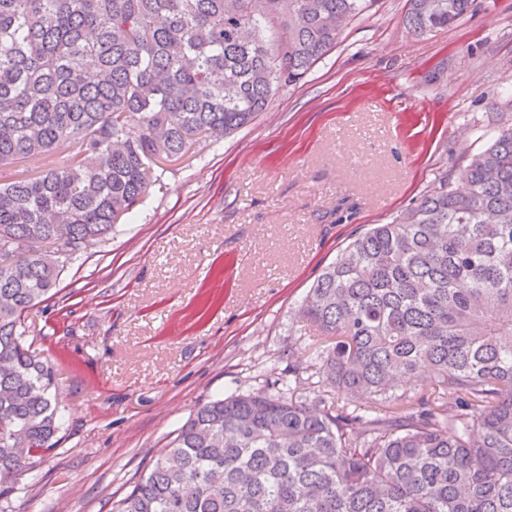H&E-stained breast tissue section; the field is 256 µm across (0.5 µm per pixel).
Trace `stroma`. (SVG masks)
I'll return each instance as SVG.
<instances>
[{"label":"stroma","mask_w":512,"mask_h":512,"mask_svg":"<svg viewBox=\"0 0 512 512\" xmlns=\"http://www.w3.org/2000/svg\"><path fill=\"white\" fill-rule=\"evenodd\" d=\"M409 0H374L336 48L220 143L165 165L162 188L88 245L25 314L65 415L55 453L8 512H111L197 406L309 364L321 339L295 310L359 228L385 224L512 123V0H474L417 36ZM70 145L1 168L68 164Z\"/></svg>","instance_id":"35a3bbf8"}]
</instances>
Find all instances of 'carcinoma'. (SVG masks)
Listing matches in <instances>:
<instances>
[{
    "label": "carcinoma",
    "instance_id": "1",
    "mask_svg": "<svg viewBox=\"0 0 512 512\" xmlns=\"http://www.w3.org/2000/svg\"><path fill=\"white\" fill-rule=\"evenodd\" d=\"M417 35L471 0H409ZM0 0V502L56 449L53 366L24 316L160 183L159 159L249 126L374 0ZM387 224L351 238L300 317L332 340L314 375L195 409L111 512H512V126L487 131ZM433 374L405 411L402 381ZM74 152L70 145H60L47 156L23 158L13 165L2 167L0 174L2 179L36 176L49 168L68 164Z\"/></svg>",
    "mask_w": 512,
    "mask_h": 512
}]
</instances>
